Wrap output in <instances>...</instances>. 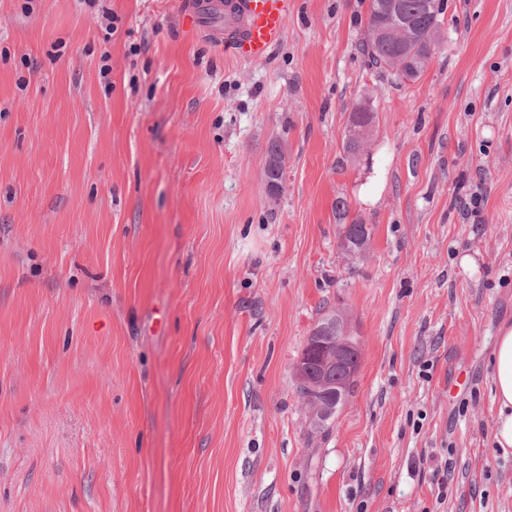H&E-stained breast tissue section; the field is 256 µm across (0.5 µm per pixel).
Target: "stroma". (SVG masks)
<instances>
[{"label": "stroma", "instance_id": "obj_1", "mask_svg": "<svg viewBox=\"0 0 512 512\" xmlns=\"http://www.w3.org/2000/svg\"><path fill=\"white\" fill-rule=\"evenodd\" d=\"M192 5L0 0V512H512V0H444L414 81L368 0H288L261 62ZM336 307L360 366L314 436L294 366ZM362 110L365 112H352L354 116H350L349 124L352 121L353 126H370L374 128L375 126V112H372L371 109L364 107ZM349 127V125H348ZM346 130L345 141H344V149L347 154L352 157L358 156L361 152H363L362 142L357 141L356 138L352 136V127L350 130ZM272 157L273 158L279 157L283 161V165L276 169L270 168L267 161ZM267 161H266V165L264 168L265 182L267 184L269 181H273L275 187L278 188L279 193H280L281 188H282L281 186H282V182H283V177H284L285 153L282 148V145L276 140L272 141L268 147ZM339 227L338 244L342 253L355 261L363 258L373 235V225L354 218L350 224H340ZM491 365L494 399L499 407L495 440L506 452L512 447V326L500 329Z\"/></svg>", "mask_w": 512, "mask_h": 512}]
</instances>
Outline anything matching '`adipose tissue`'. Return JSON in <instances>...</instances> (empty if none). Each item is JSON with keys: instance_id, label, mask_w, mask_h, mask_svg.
<instances>
[{"instance_id": "obj_1", "label": "adipose tissue", "mask_w": 512, "mask_h": 512, "mask_svg": "<svg viewBox=\"0 0 512 512\" xmlns=\"http://www.w3.org/2000/svg\"><path fill=\"white\" fill-rule=\"evenodd\" d=\"M494 399L498 404L495 440L512 448V326L502 327L491 357Z\"/></svg>"}]
</instances>
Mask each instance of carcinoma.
I'll return each instance as SVG.
<instances>
[{
    "label": "carcinoma",
    "mask_w": 512,
    "mask_h": 512,
    "mask_svg": "<svg viewBox=\"0 0 512 512\" xmlns=\"http://www.w3.org/2000/svg\"><path fill=\"white\" fill-rule=\"evenodd\" d=\"M442 14L432 0H368L363 51L373 66L415 80L440 40ZM336 216L342 221L340 250L351 260H360L369 247L373 225L357 218L348 220L349 206L343 199L336 200ZM316 333L314 329L308 337L295 376L297 394L312 414L311 432L323 433L330 422L318 423L320 406L336 399V367L327 370L319 360L310 359Z\"/></svg>",
    "instance_id": "1"
}]
</instances>
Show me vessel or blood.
<instances>
[{"label": "vessel or blood", "instance_id": "b4317fda", "mask_svg": "<svg viewBox=\"0 0 512 512\" xmlns=\"http://www.w3.org/2000/svg\"><path fill=\"white\" fill-rule=\"evenodd\" d=\"M193 8L226 53L259 62L284 36L288 0H195Z\"/></svg>", "mask_w": 512, "mask_h": 512}]
</instances>
